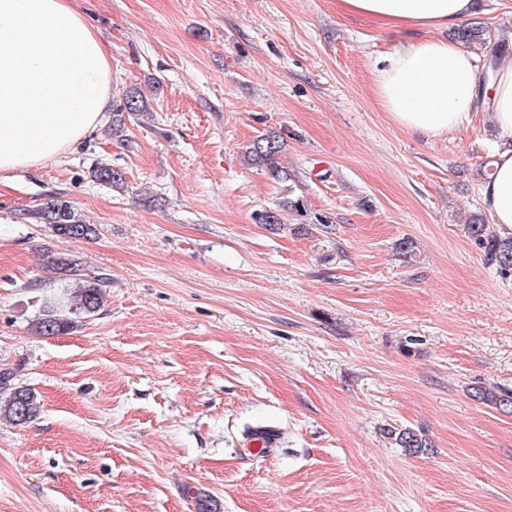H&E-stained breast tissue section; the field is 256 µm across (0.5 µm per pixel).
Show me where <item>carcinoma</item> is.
Returning <instances> with one entry per match:
<instances>
[{
  "mask_svg": "<svg viewBox=\"0 0 512 512\" xmlns=\"http://www.w3.org/2000/svg\"><path fill=\"white\" fill-rule=\"evenodd\" d=\"M458 39L486 57L485 65L496 67V53H505L507 44L501 42L489 46L482 31L477 28H462L457 32ZM150 111L149 98L138 89L127 92L123 107L112 116L109 135L119 142L124 141V115ZM285 144L280 134L272 131L252 141L243 151L244 161L250 165L266 169L275 178H286L288 174L279 164V156ZM93 180L122 189L125 186L124 172L107 164L97 165L91 170ZM31 218L46 224L58 236L70 239L90 240L97 234L92 224L79 219L70 203L55 197L44 206L33 211ZM465 229L470 241L483 252L486 264L494 267L505 279L512 277V236L502 237L493 232L480 218H471ZM50 271L59 282V291L42 299L38 316L31 322L30 331L36 336H59L74 331L87 319L95 316L106 302L104 283L106 274L93 272L83 265L81 259L73 255H59L51 259ZM473 397L503 412L512 413V390L498 388H474ZM42 411L41 401L35 391L15 382L14 373L0 370V419L22 426L34 422ZM395 444L409 454H417L426 447V440L416 431L404 428L390 431Z\"/></svg>",
  "mask_w": 512,
  "mask_h": 512,
  "instance_id": "carcinoma-1",
  "label": "carcinoma"
}]
</instances>
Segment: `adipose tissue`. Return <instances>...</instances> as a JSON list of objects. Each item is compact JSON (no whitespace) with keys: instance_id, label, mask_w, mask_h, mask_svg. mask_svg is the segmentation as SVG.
Returning <instances> with one entry per match:
<instances>
[{"instance_id":"1","label":"adipose tissue","mask_w":512,"mask_h":512,"mask_svg":"<svg viewBox=\"0 0 512 512\" xmlns=\"http://www.w3.org/2000/svg\"><path fill=\"white\" fill-rule=\"evenodd\" d=\"M386 27L391 50L374 90L399 127L439 137L470 123L484 102L500 138L482 189L494 224L512 231V60L487 75L460 44L409 37L475 13L474 0H341ZM112 97L108 49L73 0H0V173L53 160L100 123Z\"/></svg>"}]
</instances>
